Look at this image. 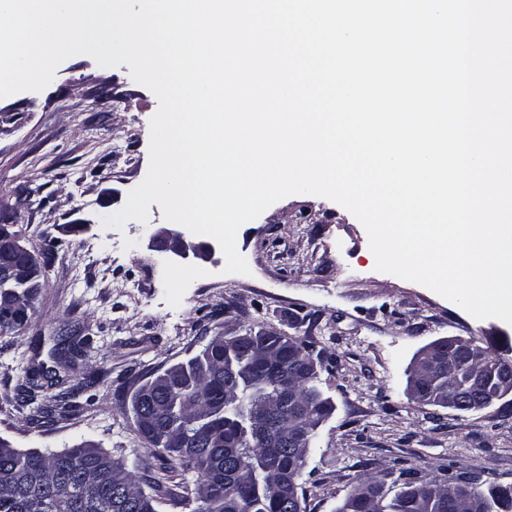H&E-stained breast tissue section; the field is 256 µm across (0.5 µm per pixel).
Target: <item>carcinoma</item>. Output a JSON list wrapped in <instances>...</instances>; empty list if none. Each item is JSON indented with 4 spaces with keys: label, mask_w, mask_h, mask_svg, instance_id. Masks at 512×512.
I'll return each instance as SVG.
<instances>
[{
    "label": "carcinoma",
    "mask_w": 512,
    "mask_h": 512,
    "mask_svg": "<svg viewBox=\"0 0 512 512\" xmlns=\"http://www.w3.org/2000/svg\"><path fill=\"white\" fill-rule=\"evenodd\" d=\"M257 343L245 342L233 353L237 383L224 399V345L207 343L195 356L170 367L169 382L160 390L133 396L137 431L158 454L179 461L193 473V491L182 500L190 512H301L296 498L290 510L281 508L274 488L282 476L299 482L304 460L294 462L281 449L288 435V413L301 404L302 423L317 429L328 419L329 399L318 379L304 378L298 370L315 345L273 332H256ZM453 368L433 372L429 389L416 399L437 405L448 389L469 393L473 380L490 374L492 357H475L460 345L452 352ZM27 392L60 386L57 374L31 365L24 367ZM290 386H282V379ZM256 402L267 403L266 424L256 434L242 425ZM54 467L63 475L58 484L43 482L42 472ZM149 476H138L97 445L85 441L62 451L0 447V512H158L157 499L145 492ZM470 482L479 511L454 506L448 485ZM365 480L348 492L339 512H512V490L477 487V478L464 472L425 478L409 467L396 470L390 482H380L365 494Z\"/></svg>",
    "instance_id": "carcinoma-1"
}]
</instances>
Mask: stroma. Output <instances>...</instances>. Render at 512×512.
Wrapping results in <instances>:
<instances>
[{
	"label": "stroma",
	"instance_id": "obj_1",
	"mask_svg": "<svg viewBox=\"0 0 512 512\" xmlns=\"http://www.w3.org/2000/svg\"><path fill=\"white\" fill-rule=\"evenodd\" d=\"M159 103L128 65L71 57L40 92L0 98V207L18 216L23 244L49 259L29 325L0 334V437L16 448L60 451L90 440L152 488L159 512L192 473L159 456L137 431L134 392L156 374L235 330L314 341L327 360L320 387L334 410L318 429L301 478L305 512H338L357 479L411 467L429 477L454 467L484 484L512 485V400L480 412L421 405L407 371L423 346L474 338L512 349V325L477 319L431 289L377 271L362 224L320 196L291 195L244 223L236 236L250 275L217 262H172L148 245L165 225L158 204L123 229L102 220L118 211L150 163V120ZM90 338L89 356L60 362V337ZM69 385L87 381L74 415L38 418L51 387L27 403L15 350Z\"/></svg>",
	"mask_w": 512,
	"mask_h": 512
}]
</instances>
